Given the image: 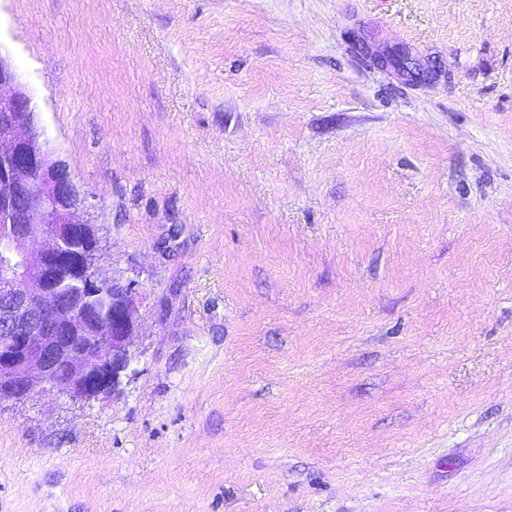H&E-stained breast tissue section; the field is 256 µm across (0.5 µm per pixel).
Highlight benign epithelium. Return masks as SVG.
Wrapping results in <instances>:
<instances>
[{
  "instance_id": "obj_1",
  "label": "benign epithelium",
  "mask_w": 512,
  "mask_h": 512,
  "mask_svg": "<svg viewBox=\"0 0 512 512\" xmlns=\"http://www.w3.org/2000/svg\"><path fill=\"white\" fill-rule=\"evenodd\" d=\"M67 165L38 125L28 91L0 54V404L36 391L80 400L115 392L136 360L133 339L141 289L97 273V258L81 265L84 291L112 284V320L100 323L65 304L60 269L69 243L94 231L79 219L84 201Z\"/></svg>"
}]
</instances>
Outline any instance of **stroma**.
I'll use <instances>...</instances> for the list:
<instances>
[{"label": "stroma", "mask_w": 512, "mask_h": 512, "mask_svg": "<svg viewBox=\"0 0 512 512\" xmlns=\"http://www.w3.org/2000/svg\"><path fill=\"white\" fill-rule=\"evenodd\" d=\"M135 280L118 391L0 405V512H512V0H0Z\"/></svg>", "instance_id": "1"}]
</instances>
